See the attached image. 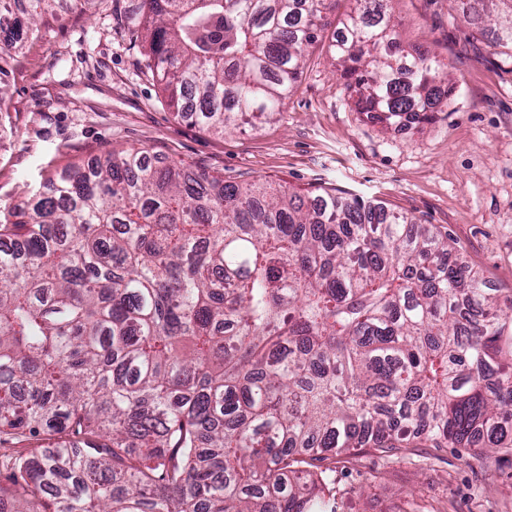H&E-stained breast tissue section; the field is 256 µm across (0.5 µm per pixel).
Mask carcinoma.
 I'll use <instances>...</instances> for the list:
<instances>
[{
    "label": "carcinoma",
    "instance_id": "carcinoma-1",
    "mask_svg": "<svg viewBox=\"0 0 512 512\" xmlns=\"http://www.w3.org/2000/svg\"><path fill=\"white\" fill-rule=\"evenodd\" d=\"M338 0H143L181 116L273 118ZM332 44L372 120L419 125L449 64L352 0ZM512 51V0H454ZM57 0L0 27L20 50ZM0 512H341L357 448L512 451V292L451 239L341 191L157 165L56 169L0 220Z\"/></svg>",
    "mask_w": 512,
    "mask_h": 512
}]
</instances>
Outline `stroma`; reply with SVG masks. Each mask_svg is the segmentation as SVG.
Here are the masks:
<instances>
[{"mask_svg":"<svg viewBox=\"0 0 512 512\" xmlns=\"http://www.w3.org/2000/svg\"><path fill=\"white\" fill-rule=\"evenodd\" d=\"M142 0H58L22 52L4 51L0 216L50 170L115 148H145L197 171L300 193L336 188L447 232L489 287L512 290V64L450 0H392L395 35L450 63L453 93L419 126L358 112L332 52L340 0L310 46L280 116L215 134L181 120L128 23ZM344 512H512V455L451 448H361L337 457Z\"/></svg>","mask_w":512,"mask_h":512,"instance_id":"1","label":"stroma"}]
</instances>
